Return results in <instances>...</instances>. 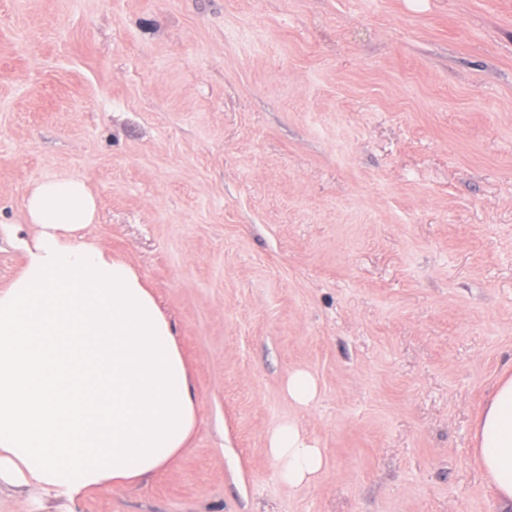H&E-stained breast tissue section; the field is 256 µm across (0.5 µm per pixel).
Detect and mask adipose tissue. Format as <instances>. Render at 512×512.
Returning a JSON list of instances; mask_svg holds the SVG:
<instances>
[{"mask_svg": "<svg viewBox=\"0 0 512 512\" xmlns=\"http://www.w3.org/2000/svg\"><path fill=\"white\" fill-rule=\"evenodd\" d=\"M24 208L35 233L0 289V482L71 498L165 469L197 427L169 319L133 267L88 235L98 205L83 179L39 180ZM474 443L512 506V375L497 381ZM266 447L288 485L327 470L298 420L277 426Z\"/></svg>", "mask_w": 512, "mask_h": 512, "instance_id": "ef3b65f1", "label": "adipose tissue"}]
</instances>
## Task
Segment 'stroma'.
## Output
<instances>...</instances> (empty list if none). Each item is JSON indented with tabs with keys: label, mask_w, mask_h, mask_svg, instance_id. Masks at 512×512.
<instances>
[{
	"label": "stroma",
	"mask_w": 512,
	"mask_h": 512,
	"mask_svg": "<svg viewBox=\"0 0 512 512\" xmlns=\"http://www.w3.org/2000/svg\"><path fill=\"white\" fill-rule=\"evenodd\" d=\"M73 174L198 423L140 483L0 512H501L473 433L512 372V0H0V289L27 188ZM291 418L328 460L295 487ZM285 390L289 400L302 411L310 408L319 394L316 378L305 369H296L288 374ZM266 447L278 465L281 480L288 486L316 481L327 470L322 448L305 435L296 419L277 426L269 434Z\"/></svg>",
	"instance_id": "obj_1"
}]
</instances>
